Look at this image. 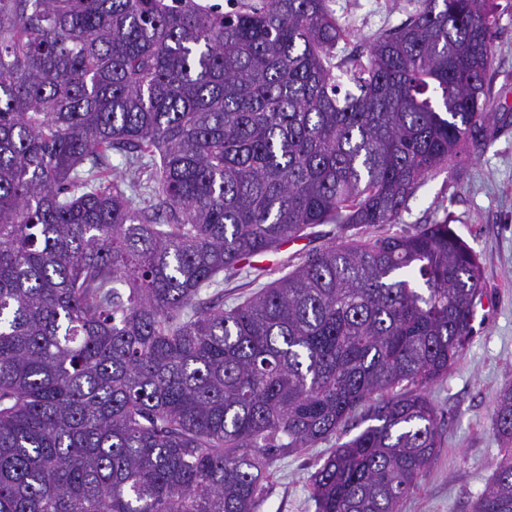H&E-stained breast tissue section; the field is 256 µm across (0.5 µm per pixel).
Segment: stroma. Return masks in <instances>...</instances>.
I'll list each match as a JSON object with an SVG mask.
<instances>
[{"instance_id":"obj_1","label":"stroma","mask_w":512,"mask_h":512,"mask_svg":"<svg viewBox=\"0 0 512 512\" xmlns=\"http://www.w3.org/2000/svg\"><path fill=\"white\" fill-rule=\"evenodd\" d=\"M499 17L489 78L497 98L486 136L470 146L463 164L427 177L410 209L388 234L448 219L477 255L483 293L473 334L447 376L428 395L438 408L444 445L403 512H472L504 450L494 435L493 399L512 386V0H495ZM346 37L339 50H366L375 34L403 22L416 0H328ZM341 230L322 224L312 236L261 257L259 266L287 273L308 250L340 240ZM365 427L350 418L334 442L289 454L258 512H316L308 483L319 458Z\"/></svg>"}]
</instances>
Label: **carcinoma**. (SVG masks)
Instances as JSON below:
<instances>
[{
  "label": "carcinoma",
  "instance_id": "obj_1",
  "mask_svg": "<svg viewBox=\"0 0 512 512\" xmlns=\"http://www.w3.org/2000/svg\"><path fill=\"white\" fill-rule=\"evenodd\" d=\"M417 2L334 64L327 0H0V512H256L376 393L312 498L402 512L482 272L446 219L349 231L483 139L497 25ZM316 224L348 236L224 306L220 275ZM493 405L474 512H512V387Z\"/></svg>",
  "mask_w": 512,
  "mask_h": 512
}]
</instances>
